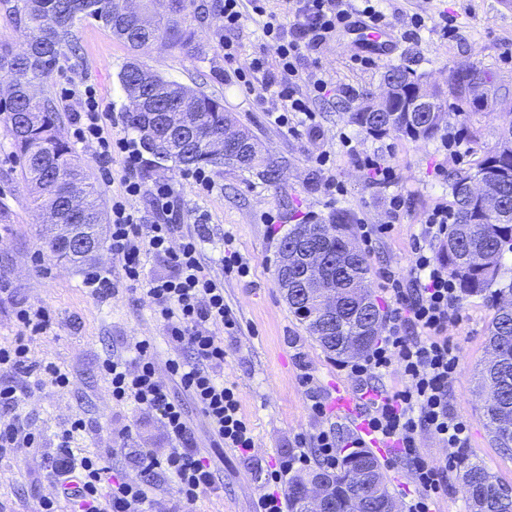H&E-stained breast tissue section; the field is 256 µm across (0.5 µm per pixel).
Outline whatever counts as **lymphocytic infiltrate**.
<instances>
[{
  "mask_svg": "<svg viewBox=\"0 0 512 512\" xmlns=\"http://www.w3.org/2000/svg\"><path fill=\"white\" fill-rule=\"evenodd\" d=\"M269 2L221 0L219 10L229 34L224 41V61L229 65L224 79L244 87L258 100L280 99L281 108L274 118L278 125L293 132L301 126L314 129V104L325 98L331 87L326 79L305 76L307 57L336 33L348 31L355 20L384 26L381 0H284L280 14L270 10ZM254 16L261 18L263 36L276 48L275 58L262 53L243 58L242 44L230 37L244 20ZM68 95L80 106L74 116L75 138L95 144L100 162L111 163L117 156L122 164V191L112 199L110 236V249L122 261V280L114 282L110 272L97 271L89 273L86 285L98 295L116 294L123 286L141 291L170 339L187 346L193 360L169 363L171 375L187 394L183 400L171 396L160 379L149 341L135 343L131 360H105L102 369L112 402L157 414L174 446L160 460L144 454L141 479L129 481L113 472L103 456L73 451L74 439L85 434L87 427L82 418H71L50 453L53 478L39 497V512H153L151 479L159 468L174 480L178 512H194L199 495L214 484V469L209 458L193 448L186 402H193L202 412L216 446L240 452L253 447L237 390L224 383V339L213 332L217 326L236 328L237 320L224 301L223 281L211 275L204 262L202 237L183 232L176 224L148 222L130 204L132 198L147 193L157 213L171 214L175 203L172 185L144 186L138 177L139 153L127 138L106 132L94 89H72ZM450 218L444 204L426 214L411 276L385 272L386 290L394 302L387 334L362 360L347 367L363 390L377 392L367 401L368 427L381 438L400 443L403 455L413 463L412 480L420 494L411 501L409 512H430L431 495L448 486V464L418 455L419 432L430 433L451 450L466 447L469 440L466 420L452 413L448 404V390L458 367L457 348L448 331L463 319V297L447 269L437 265L428 250L429 244L447 236ZM149 254L169 257L173 274L146 277L143 258ZM14 318L13 340L0 344V369L31 376L36 388L46 383L67 386L68 375L60 366L30 356L33 337L50 327L47 309L20 305ZM392 369L400 373L403 388L394 392L374 389L373 379ZM313 458L335 466L336 440L331 432L320 433ZM313 458L303 452L288 455L272 471L273 485H281L292 471L304 468Z\"/></svg>",
  "mask_w": 512,
  "mask_h": 512,
  "instance_id": "f902f5d3",
  "label": "lymphocytic infiltrate"
}]
</instances>
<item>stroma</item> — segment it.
I'll use <instances>...</instances> for the list:
<instances>
[{"instance_id": "stroma-1", "label": "stroma", "mask_w": 512, "mask_h": 512, "mask_svg": "<svg viewBox=\"0 0 512 512\" xmlns=\"http://www.w3.org/2000/svg\"><path fill=\"white\" fill-rule=\"evenodd\" d=\"M205 12L186 13L185 28L194 31L190 50L155 48L142 51L140 59L164 78L222 98L226 111L249 129L273 158L285 166L277 181H266L255 171L214 168L213 192L204 193L183 172L159 169L142 174L145 186L159 181L174 184L179 209L173 217L183 231L202 234L204 257L212 275L224 282V299L239 323L234 333L215 327L224 339V381L235 385L242 411L254 437L251 455L215 447L205 419L194 404L186 412L196 449L208 456L215 469V484L200 495L195 512H256L258 499L269 489L266 477L282 456L294 451L297 436L308 447L324 431L338 440L339 454H346L352 436L335 411L319 416L310 409V395L329 400L337 385H351L341 358L325 353L290 314L276 283L274 270L281 238L290 225L310 215L331 222L338 213L352 225L387 224L390 232L379 235L368 248L371 291L382 311L392 304L383 288L381 271L388 268L409 274L414 240L421 231L425 212L449 200L448 180L475 166L482 153L495 147L499 121L495 114L481 120V140L472 143L457 128L448 138L459 140V154L445 153L440 140L415 142L389 134L372 136L347 118L359 97L378 92L384 72L393 66H409L417 75L445 85L451 69L475 62L512 81V10L503 0H384L383 9L398 32L392 56L372 68L352 61V38L341 35L317 53L323 75L336 86H353L356 99L324 98L316 104L315 131L293 133L272 123L268 111L273 101L258 103L243 88L224 80V27L217 0H200ZM424 15L419 38L406 40L402 33L412 14ZM453 19L455 32L442 37V16ZM74 52L65 53L45 83V94L59 110L64 137H71L79 105L65 99L63 87L74 82L92 84L110 118L112 135L129 130L124 112L127 100L118 73L130 51L98 22L87 19L72 30ZM331 155L329 170H318L314 157ZM375 154L396 172L389 187L374 184L359 159ZM401 194L405 206L392 216L388 199ZM0 202L12 220L0 224V280L13 290L0 298V341L15 334L14 299L48 309L52 325L31 343L32 357L53 362L70 377L65 389L45 387L33 392L14 411L20 424L38 428L43 445L55 447L61 426L73 415L88 423V433L74 443L77 451L111 452L112 467L131 480L140 471L137 455L163 456L171 448L159 417L131 405H114L108 397L101 371L104 360L129 358L134 343L149 340L154 347L158 374L171 394L184 391L167 368L168 360L186 357L172 344L154 317L141 291L122 290L117 296H95L84 286L86 269L58 261L45 247L41 220L29 202V189L20 174L19 160L7 129L0 123ZM275 223H268V216ZM235 251L251 266L248 277L227 273L218 257ZM495 312L490 294L464 300V319L449 331L459 348V371L448 394L455 413L469 422L470 460L480 462L503 484L512 487V450L496 447L485 425L483 402L476 388V367L487 356L488 327ZM50 463L46 455L22 451L0 459V497L14 512H37L38 492L46 486Z\"/></svg>"}]
</instances>
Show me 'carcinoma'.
<instances>
[{
	"instance_id": "obj_1",
	"label": "carcinoma",
	"mask_w": 512,
	"mask_h": 512,
	"mask_svg": "<svg viewBox=\"0 0 512 512\" xmlns=\"http://www.w3.org/2000/svg\"><path fill=\"white\" fill-rule=\"evenodd\" d=\"M157 0H145L146 9H154L155 20L148 28L125 11L122 0H14L9 7L16 26L23 29L27 47L14 51L9 42L0 41V71L12 76L13 91L0 97V120L6 125L20 160L21 176L30 188L31 204L36 208L54 209L64 224L84 225L86 237L101 242L96 225L104 223L100 191L87 170L76 162L70 143L60 131V114L53 102L44 96L43 86L53 73L69 43L76 21L92 18L108 28L112 35L131 50L138 51L149 39L165 41L173 48L191 45L195 33L181 27L177 16L187 10H199L196 0H177V7L165 13L155 10ZM471 77L482 80L492 95L510 93L509 83L488 69L468 63L454 68L448 77ZM401 79L416 85L420 77L407 67L388 69L383 79ZM120 84L128 99L139 101V108L125 112L128 129L139 133V127L151 112H188L190 122L200 130V139L190 153L162 152L147 159L148 167L187 170L201 166L229 167L252 170L261 167L260 174L273 180L277 164L272 157L256 166L248 160L226 163L212 156L205 138L224 130V120L233 118L224 111V101L199 92L189 86L170 81L151 70L134 56L119 72ZM436 117L442 123L431 122L425 127L411 122L405 112L406 101L395 98L384 120L374 123L366 118V103L348 113L349 122L374 136L395 134L413 141H431L441 135L450 123L459 125L469 138L475 139L479 130L473 117L477 106L464 102L454 87L431 92ZM506 127L497 142L498 149L484 153L477 161L476 175L491 183L500 197L502 209L489 212L463 194L466 178L455 173L449 185L452 201L449 205L451 223L448 237L434 253L437 263L448 268V277L461 288L462 296L489 292L496 299L495 313L489 330V345L498 351L499 361L486 362L479 371L478 389L494 388L499 400L484 408L487 428L492 441L501 448L512 446V427L502 424L503 409L512 410V113L503 112ZM288 244L300 247L311 239L323 242L327 251L336 254V269L332 285L344 305L336 309L329 329L314 302L300 297L297 282L288 284V309L319 346L330 355L343 356L342 342L357 337L363 340L362 353H367L376 336L370 334V323L356 308L359 294L365 289L369 263L364 253L349 251L353 239L351 224L342 215L330 224L301 221L291 225L286 234ZM44 244L60 260L80 267L84 257L58 248L52 230L45 231ZM485 252L492 256L486 264L470 261V254ZM372 465L371 483L361 493H347L343 472L354 464ZM463 469V484L467 486L466 512H512V499L502 497L503 483L477 462L459 461ZM320 479L331 487L329 512H382L394 500L378 460L370 452L353 450L333 467L319 466L288 477V512H307L301 489L304 483Z\"/></svg>"
}]
</instances>
